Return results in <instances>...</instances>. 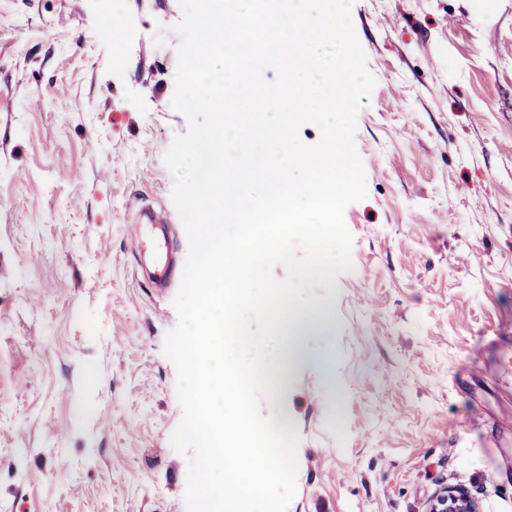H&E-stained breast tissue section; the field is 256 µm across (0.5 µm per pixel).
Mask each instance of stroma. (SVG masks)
I'll list each match as a JSON object with an SVG mask.
<instances>
[{"label":"stroma","instance_id":"1","mask_svg":"<svg viewBox=\"0 0 512 512\" xmlns=\"http://www.w3.org/2000/svg\"><path fill=\"white\" fill-rule=\"evenodd\" d=\"M178 0H0V512H188L164 354L189 244L164 154ZM376 84L336 321L263 415L289 512H512V0H355ZM169 227L132 241L133 199ZM428 512H478V505L463 489L446 487L432 501Z\"/></svg>","mask_w":512,"mask_h":512}]
</instances>
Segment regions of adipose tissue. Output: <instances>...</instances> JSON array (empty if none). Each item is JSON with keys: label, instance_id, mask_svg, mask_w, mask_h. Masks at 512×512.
Here are the masks:
<instances>
[{"label": "adipose tissue", "instance_id": "ef3b65f1", "mask_svg": "<svg viewBox=\"0 0 512 512\" xmlns=\"http://www.w3.org/2000/svg\"><path fill=\"white\" fill-rule=\"evenodd\" d=\"M278 322L283 327L282 356L294 364L309 361L310 356L305 348L308 336L327 335L335 328L328 309L320 303H284Z\"/></svg>", "mask_w": 512, "mask_h": 512}]
</instances>
